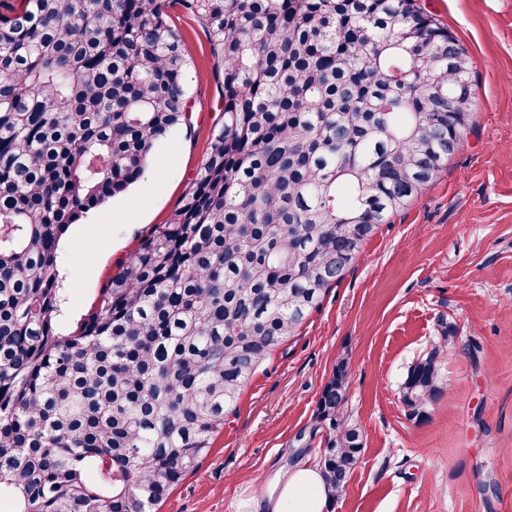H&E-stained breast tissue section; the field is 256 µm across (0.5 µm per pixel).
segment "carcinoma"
I'll use <instances>...</instances> for the list:
<instances>
[{
    "label": "carcinoma",
    "instance_id": "carcinoma-1",
    "mask_svg": "<svg viewBox=\"0 0 512 512\" xmlns=\"http://www.w3.org/2000/svg\"><path fill=\"white\" fill-rule=\"evenodd\" d=\"M195 15L224 124L73 335L58 249L183 121ZM469 59L415 0H0V501L150 512L207 455L257 369L472 126ZM442 347L408 371L416 419ZM340 359L317 402L339 492L363 449Z\"/></svg>",
    "mask_w": 512,
    "mask_h": 512
}]
</instances>
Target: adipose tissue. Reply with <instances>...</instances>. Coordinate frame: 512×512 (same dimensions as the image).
Instances as JSON below:
<instances>
[{"label":"adipose tissue","mask_w":512,"mask_h":512,"mask_svg":"<svg viewBox=\"0 0 512 512\" xmlns=\"http://www.w3.org/2000/svg\"><path fill=\"white\" fill-rule=\"evenodd\" d=\"M328 502L320 469L304 464L278 472L269 491L249 497L240 512H327Z\"/></svg>","instance_id":"adipose-tissue-1"}]
</instances>
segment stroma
Instances as JSON below:
<instances>
[{
	"label": "stroma",
	"mask_w": 512,
	"mask_h": 512,
	"mask_svg": "<svg viewBox=\"0 0 512 512\" xmlns=\"http://www.w3.org/2000/svg\"><path fill=\"white\" fill-rule=\"evenodd\" d=\"M419 2L469 52L472 128L263 363L197 472L152 512H237L278 470L318 464L316 404L341 357L364 450L328 512H512V0ZM173 22L190 61L186 119L155 144L138 182L62 238L61 333L78 330L144 236L167 222L224 122L223 76L202 25L181 11ZM117 210L123 223L110 218ZM434 346L444 396L417 421L402 385Z\"/></svg>",
	"instance_id": "stroma-1"
}]
</instances>
